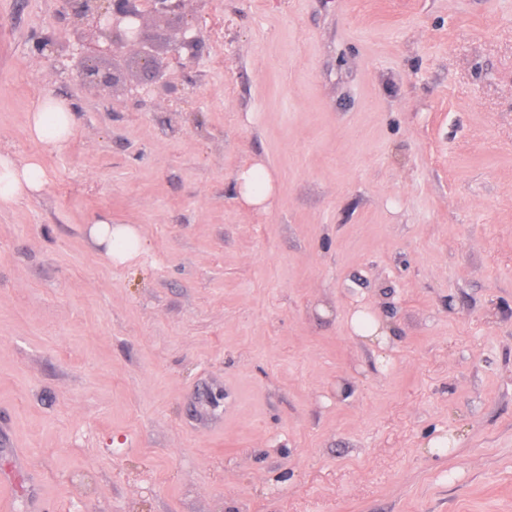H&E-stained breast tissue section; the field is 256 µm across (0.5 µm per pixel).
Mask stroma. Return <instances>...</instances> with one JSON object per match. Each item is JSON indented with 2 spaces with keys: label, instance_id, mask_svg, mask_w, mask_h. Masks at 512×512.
I'll use <instances>...</instances> for the list:
<instances>
[{
  "label": "stroma",
  "instance_id": "obj_1",
  "mask_svg": "<svg viewBox=\"0 0 512 512\" xmlns=\"http://www.w3.org/2000/svg\"><path fill=\"white\" fill-rule=\"evenodd\" d=\"M57 8L0 0V152L47 179L0 205L8 512H512V0H190L143 108L39 65ZM27 132L42 143H63L73 133V115L53 98L45 97L29 114ZM236 187L247 204L269 207L274 186L272 176L263 164L255 163L241 168L236 175ZM93 241L104 247L105 256L115 266L125 265L140 257L146 242L140 230L132 224H112L109 217H100L89 227ZM349 325L352 331L363 342L378 345L382 348L385 336H389V325L382 319L369 317L363 311H355L349 316Z\"/></svg>",
  "mask_w": 512,
  "mask_h": 512
}]
</instances>
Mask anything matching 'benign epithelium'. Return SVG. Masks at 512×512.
I'll return each mask as SVG.
<instances>
[{
  "label": "benign epithelium",
  "mask_w": 512,
  "mask_h": 512,
  "mask_svg": "<svg viewBox=\"0 0 512 512\" xmlns=\"http://www.w3.org/2000/svg\"><path fill=\"white\" fill-rule=\"evenodd\" d=\"M189 0H59L47 32L33 42V56L54 70H67L81 84L100 96H111L116 77L101 71V57L131 60L151 83H138L133 97L147 104L152 85L173 86L176 74L195 64L204 42L201 20L188 13ZM70 19L69 38L59 44L56 22ZM151 19L175 23L174 33L164 49L157 48L148 28Z\"/></svg>",
  "instance_id": "7a95c632"
}]
</instances>
